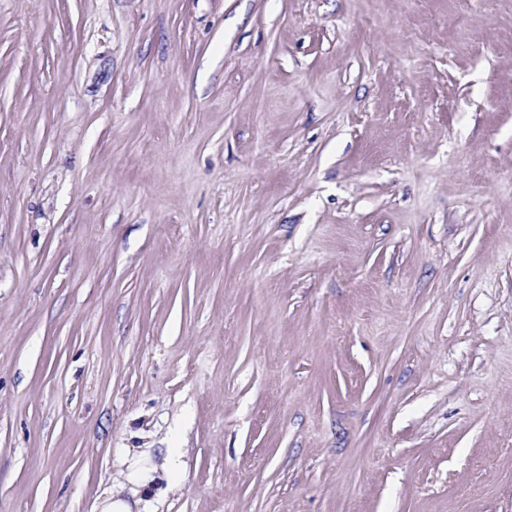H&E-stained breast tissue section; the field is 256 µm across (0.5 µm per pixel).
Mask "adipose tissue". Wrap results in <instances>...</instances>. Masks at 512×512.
Masks as SVG:
<instances>
[{
	"label": "adipose tissue",
	"instance_id": "ef3b65f1",
	"mask_svg": "<svg viewBox=\"0 0 512 512\" xmlns=\"http://www.w3.org/2000/svg\"><path fill=\"white\" fill-rule=\"evenodd\" d=\"M180 454V449H170V462L160 467L153 464L146 456H139L128 475L127 490L107 492L97 506L98 512H142L148 505L144 495L149 488H152L156 477H164L167 487L171 488L177 484L179 472L174 459Z\"/></svg>",
	"mask_w": 512,
	"mask_h": 512
}]
</instances>
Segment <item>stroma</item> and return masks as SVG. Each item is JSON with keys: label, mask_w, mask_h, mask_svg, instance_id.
Returning <instances> with one entry per match:
<instances>
[{"label": "stroma", "mask_w": 512, "mask_h": 512, "mask_svg": "<svg viewBox=\"0 0 512 512\" xmlns=\"http://www.w3.org/2000/svg\"><path fill=\"white\" fill-rule=\"evenodd\" d=\"M512 512V0H0V512ZM157 473L158 467L141 453L128 475L129 486L126 493L129 494H124L125 487L115 491L111 489L105 493L104 498H99L98 501L100 502L95 507L98 510L96 512H146L134 511V509L147 508L149 501L145 500L140 494L148 495V489L155 488L153 483L157 478Z\"/></svg>", "instance_id": "35a3bbf8"}]
</instances>
